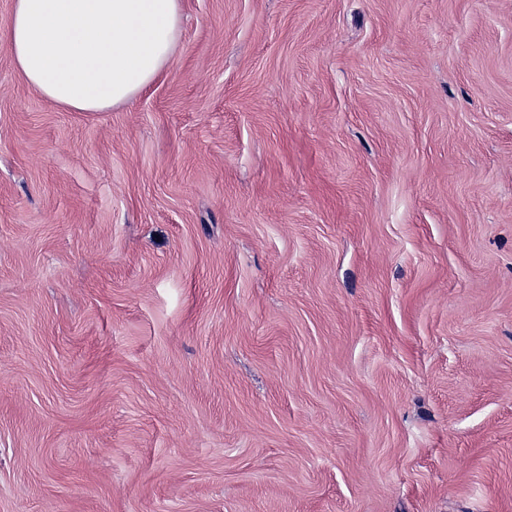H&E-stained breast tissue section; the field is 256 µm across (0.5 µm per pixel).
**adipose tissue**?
<instances>
[{"label":"adipose tissue","mask_w":512,"mask_h":512,"mask_svg":"<svg viewBox=\"0 0 512 512\" xmlns=\"http://www.w3.org/2000/svg\"><path fill=\"white\" fill-rule=\"evenodd\" d=\"M181 22L182 0H15L0 45L40 96L69 111L102 112L164 73Z\"/></svg>","instance_id":"ef3b65f1"}]
</instances>
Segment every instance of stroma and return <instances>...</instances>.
I'll return each mask as SVG.
<instances>
[{
    "mask_svg": "<svg viewBox=\"0 0 512 512\" xmlns=\"http://www.w3.org/2000/svg\"><path fill=\"white\" fill-rule=\"evenodd\" d=\"M70 112L0 45V512H512V0H182Z\"/></svg>",
    "mask_w": 512,
    "mask_h": 512,
    "instance_id": "1",
    "label": "stroma"
}]
</instances>
